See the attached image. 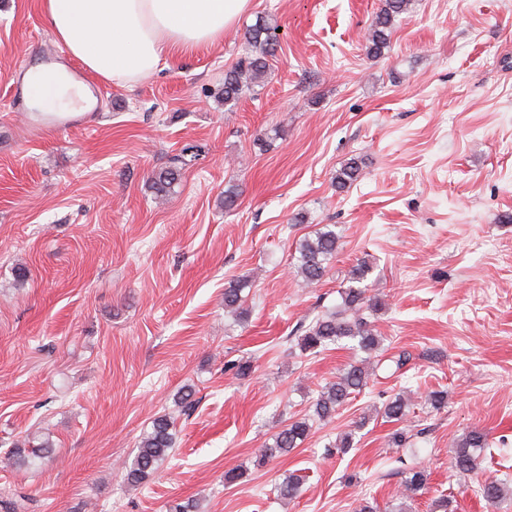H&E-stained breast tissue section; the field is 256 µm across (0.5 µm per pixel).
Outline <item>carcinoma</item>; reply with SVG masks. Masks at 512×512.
<instances>
[{"instance_id": "1", "label": "carcinoma", "mask_w": 512, "mask_h": 512, "mask_svg": "<svg viewBox=\"0 0 512 512\" xmlns=\"http://www.w3.org/2000/svg\"><path fill=\"white\" fill-rule=\"evenodd\" d=\"M409 0H381L367 37V51L373 57L381 55L389 47L393 21L407 11ZM250 51L239 62L224 73V103L238 101L250 91L265 75L267 58L274 55L278 46L277 28L267 22L257 23L250 28L245 37ZM193 148L186 147L181 153L169 159V165L156 174L153 180L155 193L163 196L169 193L180 180L182 171L188 165L187 156ZM361 175V167L352 159L336 171V188L343 190ZM339 249V236L329 226L305 236L299 240L298 273L306 284L320 283L327 274V264ZM372 271V265L362 260L349 271L350 285L341 291L342 306L335 313L317 318L307 332L298 339L297 346L304 354H315L327 350L345 341L356 342L355 348L372 355L382 350L383 337L372 325L365 313L373 314L382 310L384 302L376 296L367 294V288L360 286ZM252 287V280L247 276L233 278L224 286V310L239 319H244L242 292ZM371 373L364 363L351 364L336 381L319 391L308 411L282 426L272 436L273 443L265 448L264 457L272 458L284 455L299 447L309 435L313 423L332 419L337 410L348 402L352 395L361 392L369 384ZM410 401L398 395L387 400L381 410L386 421L400 425L390 434V443L400 448L407 442V430L402 427L409 414ZM369 421L365 415L355 422L353 429L345 432L336 442V450L344 453L353 447L356 431L362 429ZM175 425L168 415H160L152 421L150 431L140 440L137 453L126 467V480L130 484H140L153 476L159 466L170 456L175 448ZM50 447L49 442L35 448H13L7 454V460L13 465L22 466L31 455ZM488 447V433L474 428L463 434L457 443L451 459V468L456 476L466 479L479 469L480 450ZM429 474L422 467L411 469L403 484L406 491L405 502L398 505L397 512H405L406 502L425 490ZM302 485V478L295 474L288 475L279 486V495L285 498L296 496ZM479 494L491 505L496 504L506 495L505 485L498 479L487 478L479 485Z\"/></svg>"}]
</instances>
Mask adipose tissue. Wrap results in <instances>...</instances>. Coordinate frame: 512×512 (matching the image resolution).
Wrapping results in <instances>:
<instances>
[{
	"label": "adipose tissue",
	"instance_id": "obj_1",
	"mask_svg": "<svg viewBox=\"0 0 512 512\" xmlns=\"http://www.w3.org/2000/svg\"><path fill=\"white\" fill-rule=\"evenodd\" d=\"M251 0H42L51 33L102 81L131 85L176 55L219 42ZM28 100L56 112L88 108L86 89L60 67L24 76Z\"/></svg>",
	"mask_w": 512,
	"mask_h": 512
}]
</instances>
